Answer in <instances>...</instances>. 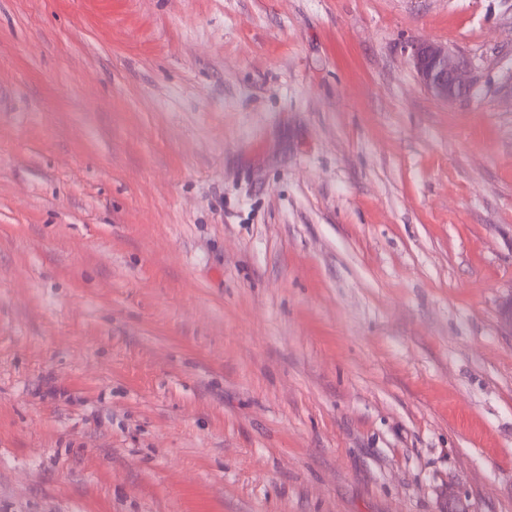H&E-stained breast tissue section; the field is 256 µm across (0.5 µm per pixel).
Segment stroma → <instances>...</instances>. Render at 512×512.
<instances>
[{"label": "stroma", "instance_id": "obj_1", "mask_svg": "<svg viewBox=\"0 0 512 512\" xmlns=\"http://www.w3.org/2000/svg\"><path fill=\"white\" fill-rule=\"evenodd\" d=\"M0 89V512H512V0H0ZM409 51L420 84L435 99L448 102L471 91L467 68L448 46L421 41L408 45Z\"/></svg>", "mask_w": 512, "mask_h": 512}]
</instances>
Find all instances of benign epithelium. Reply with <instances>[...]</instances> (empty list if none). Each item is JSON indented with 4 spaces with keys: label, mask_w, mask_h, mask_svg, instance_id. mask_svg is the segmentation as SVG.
I'll list each match as a JSON object with an SVG mask.
<instances>
[{
    "label": "benign epithelium",
    "mask_w": 512,
    "mask_h": 512,
    "mask_svg": "<svg viewBox=\"0 0 512 512\" xmlns=\"http://www.w3.org/2000/svg\"><path fill=\"white\" fill-rule=\"evenodd\" d=\"M407 50L420 84L435 99L448 102L471 91L467 68L447 47L421 41Z\"/></svg>",
    "instance_id": "benign-epithelium-1"
}]
</instances>
